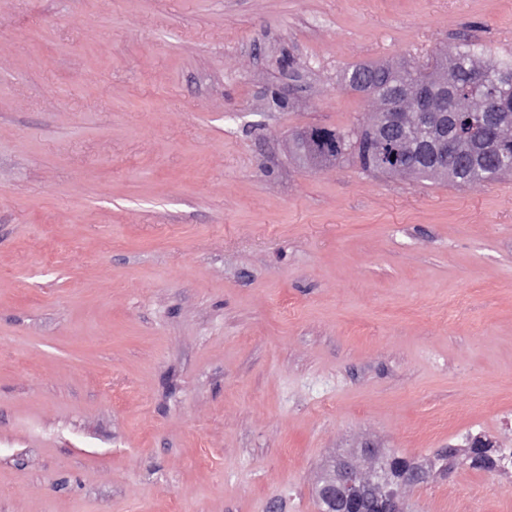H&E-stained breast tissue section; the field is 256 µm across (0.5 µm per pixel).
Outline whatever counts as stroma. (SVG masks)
Segmentation results:
<instances>
[{
  "label": "stroma",
  "instance_id": "1",
  "mask_svg": "<svg viewBox=\"0 0 512 512\" xmlns=\"http://www.w3.org/2000/svg\"><path fill=\"white\" fill-rule=\"evenodd\" d=\"M512 0H0V512H319L359 437L512 433V176L304 164L351 65ZM412 512H512L457 468Z\"/></svg>",
  "mask_w": 512,
  "mask_h": 512
}]
</instances>
